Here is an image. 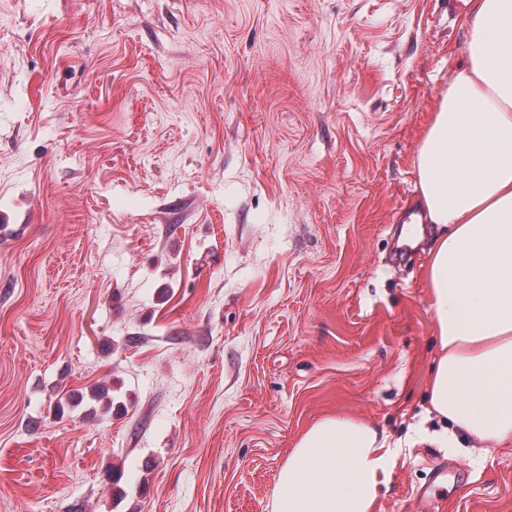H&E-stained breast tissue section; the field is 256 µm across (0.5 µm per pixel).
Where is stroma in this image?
Listing matches in <instances>:
<instances>
[{"instance_id": "1", "label": "stroma", "mask_w": 512, "mask_h": 512, "mask_svg": "<svg viewBox=\"0 0 512 512\" xmlns=\"http://www.w3.org/2000/svg\"><path fill=\"white\" fill-rule=\"evenodd\" d=\"M467 40L448 0H0V512H270L328 416L410 440L378 512H512V442L424 414L437 226L394 256Z\"/></svg>"}]
</instances>
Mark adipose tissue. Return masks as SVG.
Masks as SVG:
<instances>
[{"label":"adipose tissue","instance_id":"adipose-tissue-1","mask_svg":"<svg viewBox=\"0 0 512 512\" xmlns=\"http://www.w3.org/2000/svg\"><path fill=\"white\" fill-rule=\"evenodd\" d=\"M468 62L448 84L416 153L431 223L426 270L439 353L429 412L483 441L512 442V0H471ZM399 459L353 418L307 428L270 512H376Z\"/></svg>","mask_w":512,"mask_h":512}]
</instances>
